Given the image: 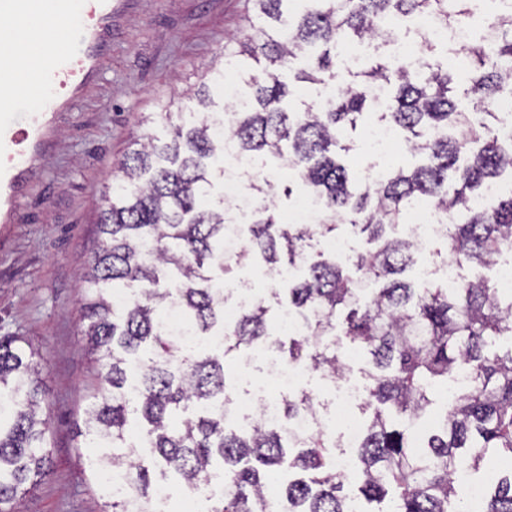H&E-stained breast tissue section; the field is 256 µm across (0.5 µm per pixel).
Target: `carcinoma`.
<instances>
[{
  "mask_svg": "<svg viewBox=\"0 0 512 512\" xmlns=\"http://www.w3.org/2000/svg\"><path fill=\"white\" fill-rule=\"evenodd\" d=\"M255 9L248 33L224 50L246 95L227 136L241 153L293 169L298 192L314 194L321 212L313 230L285 224L268 204L277 180H255L252 250L235 259L262 261L272 298L308 318L307 335L271 334L263 299L224 325V289L214 287L231 267L224 262V200L202 205L224 181V168L215 166L224 136L209 121L213 100L198 95L199 118L173 125L166 142L151 135L134 141L102 194L103 240L84 272L90 289L82 334L99 380L85 426L99 448L93 475L119 469L135 496L114 490L101 512H134L136 504L148 510L170 478L198 493L224 479V493L206 496L201 512H372V504L377 512H470L455 474L512 459V348L490 350L494 337L512 331V298L485 279L452 292L439 283L414 287L400 275L415 263L418 245L386 231L424 202L450 219L444 240L459 265L491 266L512 242V185L489 207L469 205L512 173V141L487 121L496 118L489 106L512 91V14L500 19L494 44L475 40L465 48L468 92L482 109L461 112L448 65L428 58L421 72L370 58L345 91L317 109L305 101L286 105L283 76L334 87L341 50L365 38L389 43L415 15L466 24L469 0H255ZM376 86L393 88L379 120L396 127L402 148L425 163L364 186L336 150H349L342 141L372 111ZM339 221L377 244L358 254L352 273L306 250L307 240L335 231ZM301 262L305 278L276 280ZM120 294L123 305L114 302ZM338 329L366 361L356 497L344 493L336 474L333 437L313 431L295 441L262 424H225V356L268 347L285 367L334 377L344 368L330 340ZM463 369L470 384L424 436L426 451L415 454L417 423ZM41 371L32 345L0 337V512H12L26 485L49 473ZM281 412L288 420L312 413L310 396L284 401ZM270 477L278 482L275 503L264 498ZM479 512H512V469L487 485Z\"/></svg>",
  "mask_w": 512,
  "mask_h": 512,
  "instance_id": "cac0c4a2",
  "label": "carcinoma"
}]
</instances>
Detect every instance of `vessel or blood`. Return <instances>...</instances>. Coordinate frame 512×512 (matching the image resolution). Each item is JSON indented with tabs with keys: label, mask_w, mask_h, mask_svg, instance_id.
<instances>
[{
	"label": "vessel or blood",
	"mask_w": 512,
	"mask_h": 512,
	"mask_svg": "<svg viewBox=\"0 0 512 512\" xmlns=\"http://www.w3.org/2000/svg\"><path fill=\"white\" fill-rule=\"evenodd\" d=\"M50 10L55 20L48 66L36 93L18 95L11 79L16 61L0 59V222L14 219L16 198L34 162L41 157L43 135L56 113L95 81L98 48L112 17V0H0V15L28 17Z\"/></svg>",
	"instance_id": "obj_1"
}]
</instances>
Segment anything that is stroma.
<instances>
[{"mask_svg": "<svg viewBox=\"0 0 512 512\" xmlns=\"http://www.w3.org/2000/svg\"><path fill=\"white\" fill-rule=\"evenodd\" d=\"M254 14L253 0H120L102 70L58 113L15 222L0 223V336L39 350L48 392L50 473L16 512H100L108 500L92 473L96 450L77 433L97 388L81 334L82 272L99 238L102 191L134 140L166 135L167 122L142 116L200 89Z\"/></svg>", "mask_w": 512, "mask_h": 512, "instance_id": "obj_1", "label": "stroma"}]
</instances>
